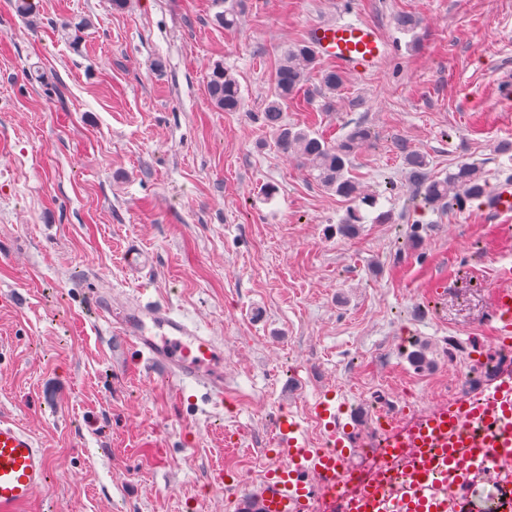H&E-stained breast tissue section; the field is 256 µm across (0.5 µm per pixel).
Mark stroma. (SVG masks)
<instances>
[{"mask_svg":"<svg viewBox=\"0 0 512 512\" xmlns=\"http://www.w3.org/2000/svg\"><path fill=\"white\" fill-rule=\"evenodd\" d=\"M35 2L33 26L0 0V415L51 459L27 512H227L225 484L257 485L271 466L280 418L307 419L331 393L353 442L402 385L454 386L494 352L512 218L414 207L395 142L441 177L478 161L489 184L512 180L496 154L512 142V0H243L231 30L214 0ZM404 13L415 32L398 29ZM343 15L393 54L348 75L335 111L291 103L284 116L331 140L370 128L352 174L382 196L352 235L338 226L351 200L258 120L285 50ZM217 64L238 78L241 111L212 106ZM105 288L220 338L223 400L138 364L94 310Z\"/></svg>","mask_w":512,"mask_h":512,"instance_id":"1","label":"stroma"}]
</instances>
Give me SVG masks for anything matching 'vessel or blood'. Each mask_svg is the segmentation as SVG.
<instances>
[{
	"label": "vessel or blood",
	"mask_w": 512,
	"mask_h": 512,
	"mask_svg": "<svg viewBox=\"0 0 512 512\" xmlns=\"http://www.w3.org/2000/svg\"><path fill=\"white\" fill-rule=\"evenodd\" d=\"M306 38L316 53L337 68L360 75L380 68L390 53L375 25L365 22H321L310 25ZM486 210L512 216V182L489 193ZM495 289L489 320L499 336L512 335V261L494 269ZM101 316L112 317L122 339L147 367L182 384H198L216 396L224 394V348L202 334L164 303L133 298L115 306L109 291L95 298ZM283 464L270 469L254 491L234 484L224 492L230 512H308L311 502L335 490L345 477L343 456L311 447L300 422L279 426ZM385 447L400 453L408 447L418 462L393 501L371 489L347 512H448V489L466 482L475 471L500 479L501 466L512 464V390L490 392L480 399L436 405L415 424L407 439L388 429ZM51 459L39 440L12 419L0 416V512H22L48 482Z\"/></svg>",
	"instance_id": "b4317fda"
}]
</instances>
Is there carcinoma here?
I'll use <instances>...</instances> for the list:
<instances>
[{
    "instance_id": "1",
    "label": "carcinoma",
    "mask_w": 512,
    "mask_h": 512,
    "mask_svg": "<svg viewBox=\"0 0 512 512\" xmlns=\"http://www.w3.org/2000/svg\"><path fill=\"white\" fill-rule=\"evenodd\" d=\"M318 76L321 110L336 109V100L344 94L345 75L334 66H326L306 41L289 48L275 71L274 92L267 99L261 121L282 152L294 155L299 165L326 190L346 198L374 203V195L364 192L351 175L352 158L360 146L370 140L371 131L358 122L340 140L328 142L323 135L308 128L288 125L284 120L288 102L297 100L305 82ZM208 95L213 105L226 112L240 111L243 103L238 79L224 67L213 68L208 81ZM404 162L410 168L412 201L433 210H452L467 201L480 200L489 192L482 167L465 163L438 178L431 175L427 156L404 150Z\"/></svg>"
}]
</instances>
